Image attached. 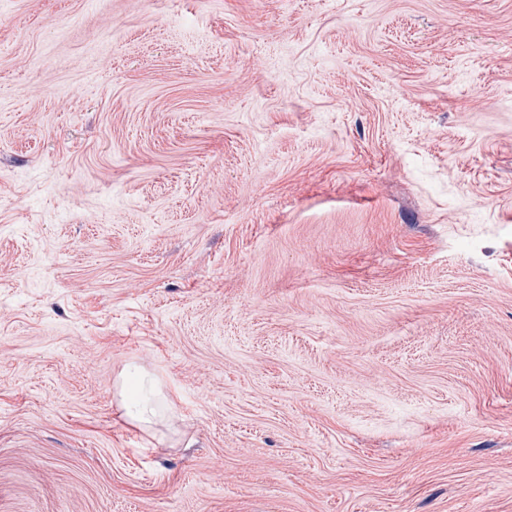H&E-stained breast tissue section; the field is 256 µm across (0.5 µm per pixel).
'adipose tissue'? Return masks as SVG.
I'll return each instance as SVG.
<instances>
[{
	"instance_id": "ef3b65f1",
	"label": "adipose tissue",
	"mask_w": 512,
	"mask_h": 512,
	"mask_svg": "<svg viewBox=\"0 0 512 512\" xmlns=\"http://www.w3.org/2000/svg\"><path fill=\"white\" fill-rule=\"evenodd\" d=\"M120 406L124 417L141 427H151L160 417L165 396L160 384L143 370L122 372Z\"/></svg>"
}]
</instances>
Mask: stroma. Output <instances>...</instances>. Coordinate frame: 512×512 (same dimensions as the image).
I'll return each mask as SVG.
<instances>
[{"instance_id": "obj_1", "label": "stroma", "mask_w": 512, "mask_h": 512, "mask_svg": "<svg viewBox=\"0 0 512 512\" xmlns=\"http://www.w3.org/2000/svg\"><path fill=\"white\" fill-rule=\"evenodd\" d=\"M0 512H512V0H0ZM120 406L131 423L150 428L160 418V405H165L160 384L141 369L124 370L120 376Z\"/></svg>"}]
</instances>
